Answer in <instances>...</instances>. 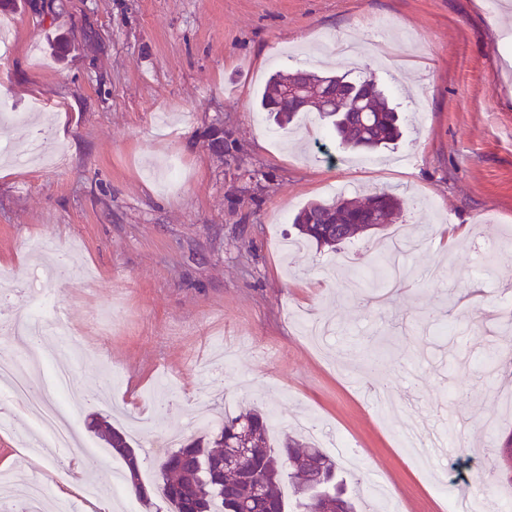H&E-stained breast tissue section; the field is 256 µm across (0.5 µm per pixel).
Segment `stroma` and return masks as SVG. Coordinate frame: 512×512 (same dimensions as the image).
<instances>
[{
    "instance_id": "1",
    "label": "stroma",
    "mask_w": 512,
    "mask_h": 512,
    "mask_svg": "<svg viewBox=\"0 0 512 512\" xmlns=\"http://www.w3.org/2000/svg\"><path fill=\"white\" fill-rule=\"evenodd\" d=\"M9 18L0 86L26 118L0 121V269L35 279L31 243L68 246L76 275L43 285L77 342L45 361L80 383L65 412L95 483L124 463L103 452L93 415L130 431L149 482L166 433L194 437L199 408L235 414L262 393L282 422L311 414L331 455L356 458L342 475L365 512L377 482L405 512L512 490L487 461L492 436L512 435V325L492 318L512 297V0H22ZM380 29L406 39L385 68L369 57ZM345 36L355 62L319 51ZM278 70L374 79L402 140L348 150L307 135L323 124L315 111L278 127L259 109ZM381 190L404 204L384 234L359 237L357 266L396 230L414 246L374 309L347 293L336 253L284 252L296 230L281 217ZM449 224L466 228L451 245ZM424 419L447 442L444 495L397 445ZM67 454L32 460L20 431L0 429V462L45 484Z\"/></svg>"
}]
</instances>
